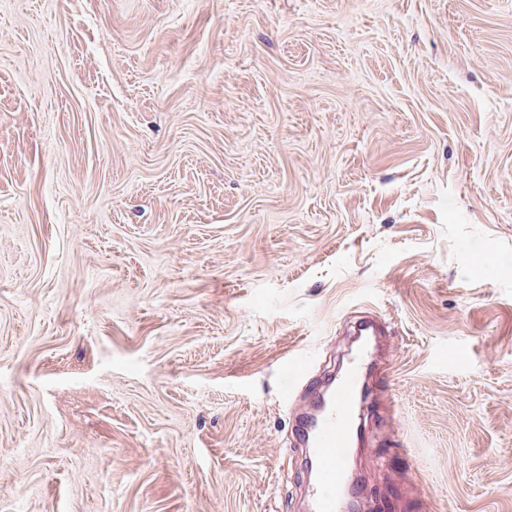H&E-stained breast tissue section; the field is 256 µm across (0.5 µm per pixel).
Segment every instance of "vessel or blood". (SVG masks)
Wrapping results in <instances>:
<instances>
[{
	"label": "vessel or blood",
	"instance_id": "b4317fda",
	"mask_svg": "<svg viewBox=\"0 0 512 512\" xmlns=\"http://www.w3.org/2000/svg\"><path fill=\"white\" fill-rule=\"evenodd\" d=\"M358 333L363 340L350 352L335 383L307 393L295 411L294 425L305 452L306 512H343L347 497H364L346 458L364 438L359 406L380 363L383 328L372 319L361 322Z\"/></svg>",
	"mask_w": 512,
	"mask_h": 512
}]
</instances>
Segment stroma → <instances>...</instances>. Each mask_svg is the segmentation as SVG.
I'll use <instances>...</instances> for the list:
<instances>
[{
	"label": "stroma",
	"mask_w": 512,
	"mask_h": 512,
	"mask_svg": "<svg viewBox=\"0 0 512 512\" xmlns=\"http://www.w3.org/2000/svg\"><path fill=\"white\" fill-rule=\"evenodd\" d=\"M362 317L367 512H512V0H0V512H303Z\"/></svg>",
	"instance_id": "obj_1"
}]
</instances>
